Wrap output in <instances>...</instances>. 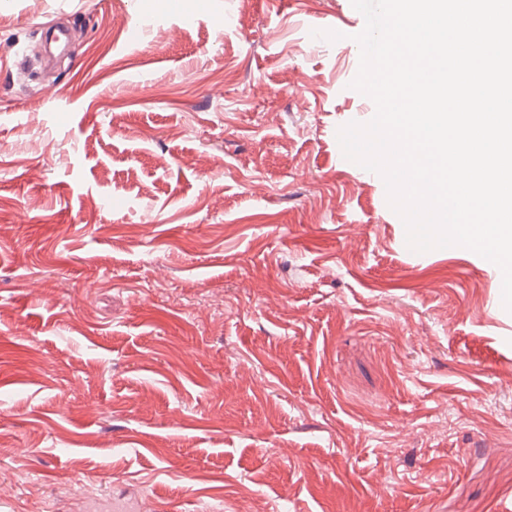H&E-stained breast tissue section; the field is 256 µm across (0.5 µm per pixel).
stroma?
I'll return each instance as SVG.
<instances>
[{"instance_id": "1", "label": "stroma", "mask_w": 512, "mask_h": 512, "mask_svg": "<svg viewBox=\"0 0 512 512\" xmlns=\"http://www.w3.org/2000/svg\"><path fill=\"white\" fill-rule=\"evenodd\" d=\"M181 5L0 0V512H512L498 282L337 158L363 18Z\"/></svg>"}]
</instances>
